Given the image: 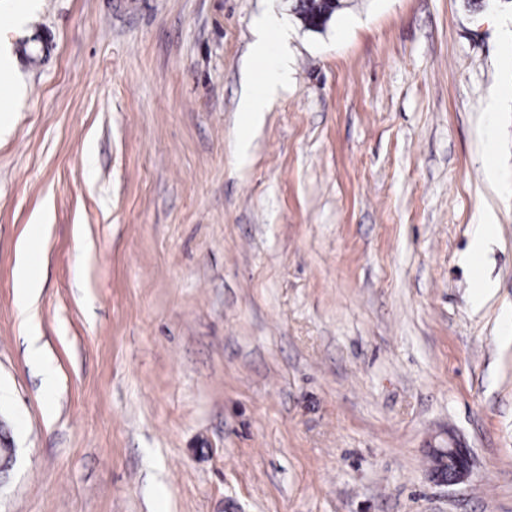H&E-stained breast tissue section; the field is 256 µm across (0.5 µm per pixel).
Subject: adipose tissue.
<instances>
[{
  "label": "adipose tissue",
  "instance_id": "1",
  "mask_svg": "<svg viewBox=\"0 0 512 512\" xmlns=\"http://www.w3.org/2000/svg\"><path fill=\"white\" fill-rule=\"evenodd\" d=\"M256 59L265 64L260 81L252 85L239 103V109L244 121L257 120L262 111H265L288 79V69L285 64L277 60L274 53V42L266 38L257 41L253 46ZM41 286L40 280L34 272L33 260L30 254H23L15 271V294L19 314L22 319V328L27 342V350L32 360L41 368L42 381L45 387H53L55 372L44 357L39 344V326L33 305Z\"/></svg>",
  "mask_w": 512,
  "mask_h": 512
}]
</instances>
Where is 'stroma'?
<instances>
[{
	"mask_svg": "<svg viewBox=\"0 0 512 512\" xmlns=\"http://www.w3.org/2000/svg\"><path fill=\"white\" fill-rule=\"evenodd\" d=\"M23 2L0 512H512V8L341 0L312 30L295 0H41L17 30ZM271 14L288 85L247 130ZM42 217L50 393L13 282ZM452 436L473 467L439 485Z\"/></svg>",
	"mask_w": 512,
	"mask_h": 512,
	"instance_id": "1",
	"label": "stroma"
}]
</instances>
